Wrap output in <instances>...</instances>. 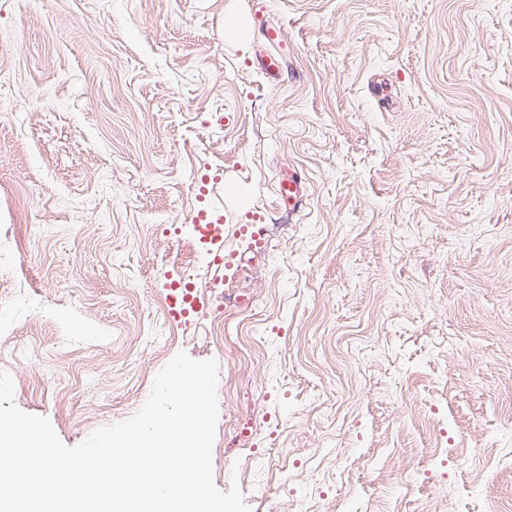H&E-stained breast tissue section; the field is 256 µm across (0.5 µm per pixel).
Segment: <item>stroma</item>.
<instances>
[{"instance_id":"stroma-1","label":"stroma","mask_w":512,"mask_h":512,"mask_svg":"<svg viewBox=\"0 0 512 512\" xmlns=\"http://www.w3.org/2000/svg\"><path fill=\"white\" fill-rule=\"evenodd\" d=\"M284 32L286 73L255 65ZM298 173L278 266L240 251L214 474L273 512H494L512 497V0H0V372L74 446L180 352L171 261ZM344 485L335 503L323 487ZM258 430L262 431L261 429L257 428L256 425L254 426L251 423L245 425L235 424L231 437L225 443L224 450L220 451L215 457L217 468H220L224 457L236 456L239 452L246 450L247 448H249V453L244 456V461L245 465L248 466V464L252 461L251 452L255 447L254 441L256 435L258 434Z\"/></svg>"}]
</instances>
